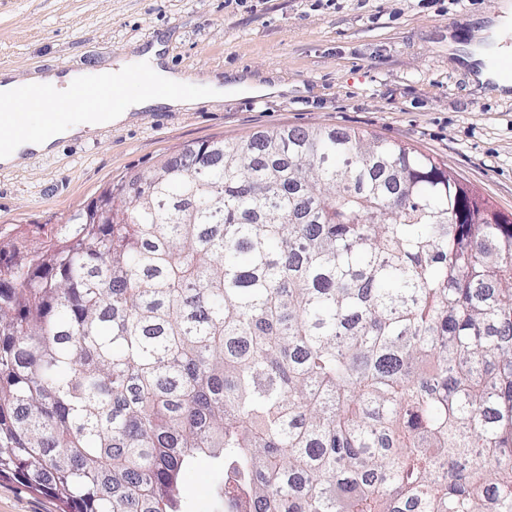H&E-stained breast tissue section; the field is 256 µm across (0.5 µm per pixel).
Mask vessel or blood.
I'll use <instances>...</instances> for the list:
<instances>
[{
    "label": "vessel or blood",
    "instance_id": "1",
    "mask_svg": "<svg viewBox=\"0 0 512 512\" xmlns=\"http://www.w3.org/2000/svg\"><path fill=\"white\" fill-rule=\"evenodd\" d=\"M78 83L82 97L68 103H60L55 90L45 88L35 93L36 112L19 110L0 113V151L5 150L15 138L41 140L51 137L64 124L76 122L82 110L119 105L125 98L123 85H99L92 72L83 73Z\"/></svg>",
    "mask_w": 512,
    "mask_h": 512
}]
</instances>
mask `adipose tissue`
Masks as SVG:
<instances>
[{"label":"adipose tissue","instance_id":"adipose-tissue-1","mask_svg":"<svg viewBox=\"0 0 512 512\" xmlns=\"http://www.w3.org/2000/svg\"><path fill=\"white\" fill-rule=\"evenodd\" d=\"M164 46L161 42H153L149 48H139L127 54L117 66H101L96 75L101 84L119 82L126 68L137 67L148 86L147 91L128 97L121 105L107 108L86 109L80 123L62 128L57 136L66 139L99 126L122 124L128 121L135 112H141L157 107L170 109H189L195 106L196 100L182 91L188 79L181 73L169 70L163 55ZM507 46L497 45L493 55L474 54L476 77L480 83L486 84L490 93L497 96H507L512 91V76L501 71L498 65L499 57L511 52ZM78 74L75 71H64L51 68L20 76L12 71L0 72V112H9L16 107V96L23 88L46 86L57 91L62 100H70L76 96Z\"/></svg>","mask_w":512,"mask_h":512}]
</instances>
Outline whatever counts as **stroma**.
Wrapping results in <instances>:
<instances>
[{"label": "stroma", "instance_id": "1", "mask_svg": "<svg viewBox=\"0 0 512 512\" xmlns=\"http://www.w3.org/2000/svg\"><path fill=\"white\" fill-rule=\"evenodd\" d=\"M500 11L495 0H0V71L90 70L159 40L170 69L243 86L0 166V255L16 240L43 247L109 183L166 155L278 126L354 128L408 144L512 217V99L489 96L466 61L475 30ZM223 479L197 458L182 478L185 512H222L211 490ZM61 508L0 478V512Z\"/></svg>", "mask_w": 512, "mask_h": 512}]
</instances>
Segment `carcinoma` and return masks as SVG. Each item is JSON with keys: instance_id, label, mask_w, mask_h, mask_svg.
Returning a JSON list of instances; mask_svg holds the SVG:
<instances>
[{"instance_id": "cac0c4a2", "label": "carcinoma", "mask_w": 512, "mask_h": 512, "mask_svg": "<svg viewBox=\"0 0 512 512\" xmlns=\"http://www.w3.org/2000/svg\"><path fill=\"white\" fill-rule=\"evenodd\" d=\"M0 260V476L64 512H512V219L345 128L203 142ZM224 472L207 456H201L187 469L182 478L184 511L221 512L223 506L211 494V489L222 482Z\"/></svg>"}]
</instances>
